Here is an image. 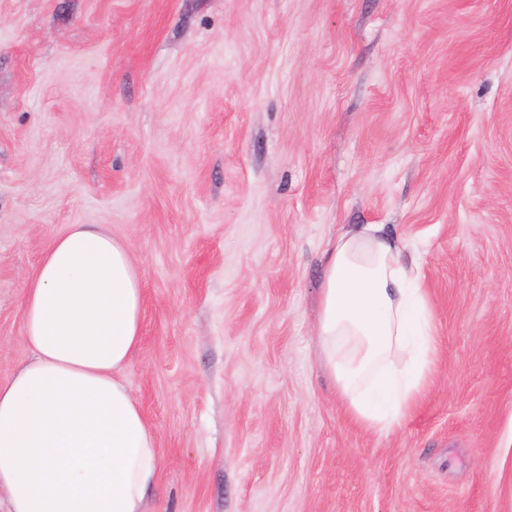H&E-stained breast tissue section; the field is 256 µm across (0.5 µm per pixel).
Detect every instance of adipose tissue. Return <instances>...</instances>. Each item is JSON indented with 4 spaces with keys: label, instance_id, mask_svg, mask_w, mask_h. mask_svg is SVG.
Here are the masks:
<instances>
[{
    "label": "adipose tissue",
    "instance_id": "1",
    "mask_svg": "<svg viewBox=\"0 0 512 512\" xmlns=\"http://www.w3.org/2000/svg\"><path fill=\"white\" fill-rule=\"evenodd\" d=\"M129 249L94 224L56 236L27 282L29 359L0 381L6 512H144L157 434L121 378L141 342ZM323 368L347 414L392 430L420 406L438 341L419 264L385 225L337 236L320 286Z\"/></svg>",
    "mask_w": 512,
    "mask_h": 512
}]
</instances>
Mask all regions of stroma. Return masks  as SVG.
<instances>
[{
	"label": "stroma",
	"mask_w": 512,
	"mask_h": 512,
	"mask_svg": "<svg viewBox=\"0 0 512 512\" xmlns=\"http://www.w3.org/2000/svg\"><path fill=\"white\" fill-rule=\"evenodd\" d=\"M127 243L146 512H512V0H0V381L52 240ZM382 224L439 341L379 434L323 373V255Z\"/></svg>",
	"instance_id": "1"
}]
</instances>
